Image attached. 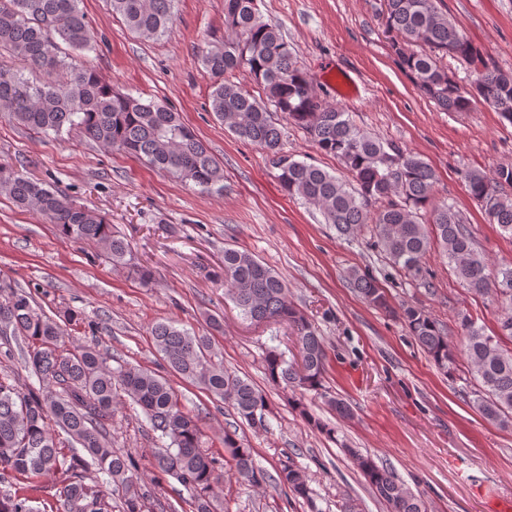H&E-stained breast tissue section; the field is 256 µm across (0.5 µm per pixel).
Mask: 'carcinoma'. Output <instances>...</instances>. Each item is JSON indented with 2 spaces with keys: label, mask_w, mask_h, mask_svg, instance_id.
<instances>
[{
  "label": "carcinoma",
  "mask_w": 512,
  "mask_h": 512,
  "mask_svg": "<svg viewBox=\"0 0 512 512\" xmlns=\"http://www.w3.org/2000/svg\"><path fill=\"white\" fill-rule=\"evenodd\" d=\"M81 0H0V48L28 66L46 72L70 68L59 43L82 52L92 37ZM130 31L148 39L162 37L172 21L175 0H109ZM377 17L400 67L420 93L446 112H469L485 104L512 124V71L487 68L480 52L455 23L437 7V0H380ZM449 56L468 63L471 91H463L441 65ZM211 80L210 110L235 136L264 150L276 178L290 196L317 208L325 223L341 236L372 226L377 244L404 276L431 286L427 253L436 245L456 278L470 292L490 296L504 317L501 333L512 340V265L492 267L465 226L462 214L435 196L436 177L420 156L353 124L340 106L318 96L297 51L278 26L263 21L257 0H224V43L201 59ZM72 69V68H70ZM243 71L259 86L256 98L230 81ZM304 129L315 146L336 157L346 175L331 174L296 160L282 148V131L267 105ZM0 109L17 124L37 133L79 130L100 147L128 154L143 164L203 191H224V165L178 113L142 96L122 92L94 70L72 69L64 83H34L21 71L0 70ZM465 187L488 220L512 237V166L494 173L468 170ZM0 195L21 209H33L76 243L100 245L115 266L128 264L130 245L112 232L107 217L51 189L38 179L0 165ZM351 287L369 305L387 310L386 295L375 278L353 269ZM225 295L254 322H286L297 335L300 362H289L274 351L266 371L274 384L318 392L327 370L324 338L288 299L286 282L252 253L224 249ZM402 318L410 334L448 377L460 372L455 348L440 324L424 309L405 306ZM462 352L467 373L478 385L472 406L486 420L512 424V351L501 345L467 315L460 318ZM27 340L25 364L39 387L18 390L14 379L0 376V469L20 475L61 474L59 497L65 512H112L105 483L122 493L123 512H144L136 490L137 475L128 456L107 439L112 407L131 398L145 413L152 431L167 440L155 456V468L174 477L190 496L192 512H214L215 487L221 479L218 460L205 449L195 415L180 404L164 375L126 364L112 368V355L97 345H62L60 323L34 306L29 293L0 277V335ZM150 335L170 372L209 392L254 424L268 411L265 393L250 380L215 360L211 337L190 332L172 321L152 324ZM84 458L67 453L72 443ZM239 477L259 488L265 482L236 434L224 433ZM387 512H426L423 501L391 471L369 456L347 449ZM104 479L86 482V473ZM279 484L296 498L311 500L304 470L285 465ZM0 512H35L28 499L0 493Z\"/></svg>",
  "instance_id": "obj_1"
}]
</instances>
